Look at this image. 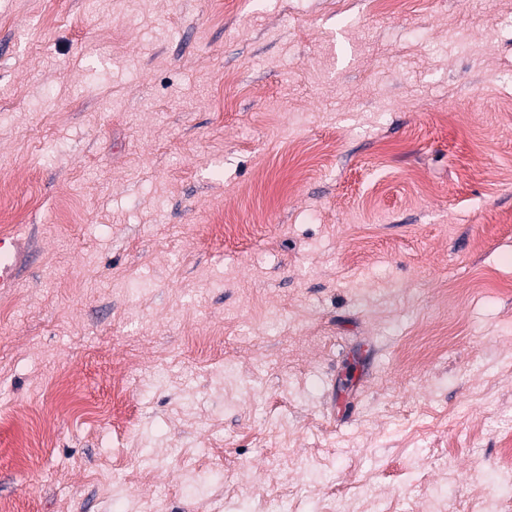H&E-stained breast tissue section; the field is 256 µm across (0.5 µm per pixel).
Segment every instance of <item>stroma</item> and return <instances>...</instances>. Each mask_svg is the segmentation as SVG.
Instances as JSON below:
<instances>
[{
    "label": "stroma",
    "mask_w": 512,
    "mask_h": 512,
    "mask_svg": "<svg viewBox=\"0 0 512 512\" xmlns=\"http://www.w3.org/2000/svg\"><path fill=\"white\" fill-rule=\"evenodd\" d=\"M0 210L12 512L512 498V0H0ZM26 240L21 235L0 237V294H10L19 287L20 268L23 261L30 257L26 250Z\"/></svg>",
    "instance_id": "obj_1"
}]
</instances>
